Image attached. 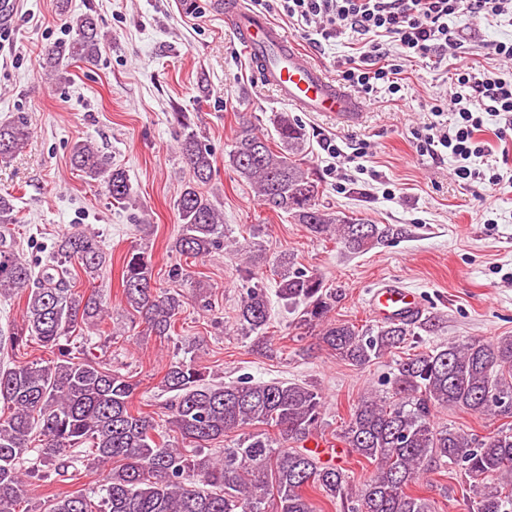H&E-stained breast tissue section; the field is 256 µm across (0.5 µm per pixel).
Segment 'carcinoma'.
<instances>
[{
    "label": "carcinoma",
    "instance_id": "obj_1",
    "mask_svg": "<svg viewBox=\"0 0 512 512\" xmlns=\"http://www.w3.org/2000/svg\"><path fill=\"white\" fill-rule=\"evenodd\" d=\"M60 14L70 37L47 46L43 65L50 76L63 63L95 66L102 35L95 17L73 15L68 0ZM270 122L273 142L249 122L234 130L229 162L254 186L260 201L303 224L314 236L336 234L352 253L384 242L393 229L347 216L319 203L314 170L301 162L306 134L288 113ZM28 122L18 117L0 123V162H8L30 139ZM192 179L176 200L181 229L171 245L174 257L199 258L224 245V218L205 193L213 176L210 152L194 132L178 145ZM71 166L105 188L112 201L127 205L134 189L127 173L91 139L70 149ZM17 223L13 200L0 195V296L26 293L23 325L12 332L18 344L31 340L51 357L41 362L0 365V512H11L24 496L26 478L68 476L88 445L87 467L109 468L99 501L64 493L47 512H315L308 488L345 512H432L412 487L441 469L459 474L467 512H512V336L494 342H450L411 354L396 363L383 394L370 393L352 408L336 438L375 466L360 487L353 488L347 469L324 463L303 443L323 421V396L305 383L207 381L206 368L192 359L170 362L162 379L172 394L165 429L147 413L133 409L137 383L112 371L99 359L75 360L61 339L82 329H101L109 317L103 295L74 289L72 268L92 275L105 262L98 235L76 231L56 245L44 263L27 261L10 225ZM241 273L250 283L237 315L238 330L267 340L271 304L266 288L255 280L261 260L252 246L239 245ZM121 280L126 304L147 331L169 336L185 296L156 287L151 254L145 247L125 254ZM278 298L296 314V326L316 330L336 358L363 366L400 347L414 328L426 322L390 320L376 327L330 317L332 296L315 273L286 270L277 282ZM437 409H461L503 419L495 431L476 438L433 420ZM174 432L186 443L168 440ZM235 433L231 447L213 453L210 443ZM122 464L109 467L114 460Z\"/></svg>",
    "mask_w": 512,
    "mask_h": 512
}]
</instances>
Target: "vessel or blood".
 Listing matches in <instances>:
<instances>
[{
  "label": "vessel or blood",
  "instance_id": "b4317fda",
  "mask_svg": "<svg viewBox=\"0 0 512 512\" xmlns=\"http://www.w3.org/2000/svg\"><path fill=\"white\" fill-rule=\"evenodd\" d=\"M226 17L245 45L255 74L282 101L299 111L318 112L346 123L359 120L355 97L312 63L265 15L244 7L240 0H230ZM369 309L381 321L412 319L421 313L416 293L390 282L374 289Z\"/></svg>",
  "mask_w": 512,
  "mask_h": 512
}]
</instances>
